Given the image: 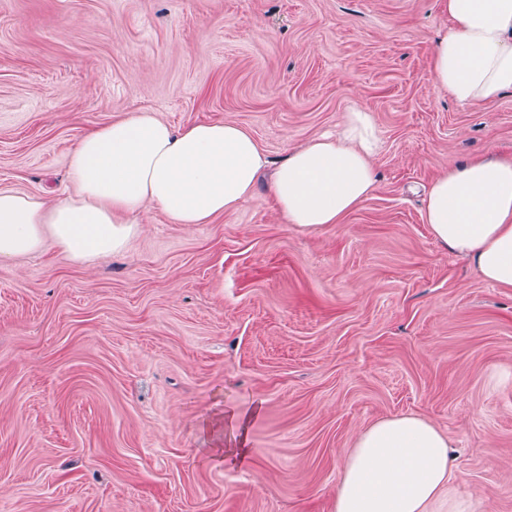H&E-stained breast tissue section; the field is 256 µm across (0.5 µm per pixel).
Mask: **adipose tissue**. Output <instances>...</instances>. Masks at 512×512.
Masks as SVG:
<instances>
[{"label":"adipose tissue","mask_w":512,"mask_h":512,"mask_svg":"<svg viewBox=\"0 0 512 512\" xmlns=\"http://www.w3.org/2000/svg\"><path fill=\"white\" fill-rule=\"evenodd\" d=\"M447 32L431 78L461 105L512 91V0H442ZM382 147L370 112H346L336 134L292 148L269 192L287 224H337L367 198ZM267 165L244 127L228 121L172 128L141 111L86 132L68 161L71 191L53 200L0 188V266L54 242L73 263L126 250L136 218L153 205L176 224H207L252 195ZM425 222L434 239L468 259L486 282L512 288V159L478 155L429 185ZM451 479L447 438L421 417L362 429L334 512H426Z\"/></svg>","instance_id":"adipose-tissue-1"}]
</instances>
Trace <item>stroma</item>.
Returning a JSON list of instances; mask_svg holds the SVG:
<instances>
[{
    "label": "stroma",
    "mask_w": 512,
    "mask_h": 512,
    "mask_svg": "<svg viewBox=\"0 0 512 512\" xmlns=\"http://www.w3.org/2000/svg\"><path fill=\"white\" fill-rule=\"evenodd\" d=\"M447 28L439 0H0L1 187L63 195L78 139L143 110L275 162L354 106L383 141L338 224H286L264 174L208 224L148 208L127 253L0 267V512H333L357 434L402 414L452 443L428 512H512V289L434 241L423 194L512 156V92L436 88ZM228 419L233 424L235 430V434L232 437V446L234 448L228 449L226 455L224 453V461L225 458L228 460L234 458L235 460L237 456L239 460L244 461L248 450V448H245L247 444L246 432L251 415L247 412L232 411L228 414Z\"/></svg>",
    "instance_id": "stroma-1"
}]
</instances>
